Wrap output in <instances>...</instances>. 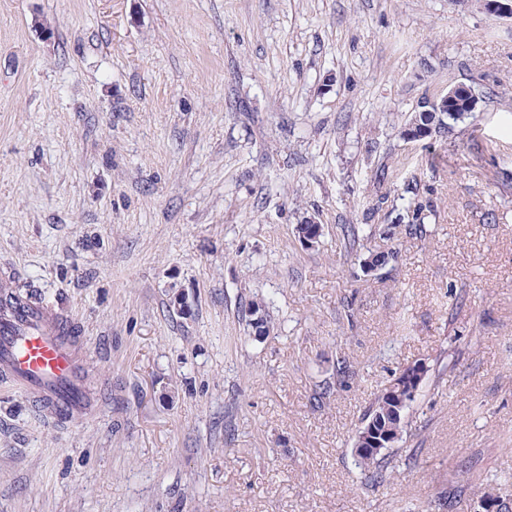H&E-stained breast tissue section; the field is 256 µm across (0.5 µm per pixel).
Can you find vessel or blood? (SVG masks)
<instances>
[{
  "mask_svg": "<svg viewBox=\"0 0 512 512\" xmlns=\"http://www.w3.org/2000/svg\"><path fill=\"white\" fill-rule=\"evenodd\" d=\"M0 381L29 398L48 424L88 416L77 325L63 306L0 294Z\"/></svg>",
  "mask_w": 512,
  "mask_h": 512,
  "instance_id": "vessel-or-blood-1",
  "label": "vessel or blood"
}]
</instances>
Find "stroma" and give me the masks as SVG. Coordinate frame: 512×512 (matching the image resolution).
Instances as JSON below:
<instances>
[{
    "label": "stroma",
    "mask_w": 512,
    "mask_h": 512,
    "mask_svg": "<svg viewBox=\"0 0 512 512\" xmlns=\"http://www.w3.org/2000/svg\"><path fill=\"white\" fill-rule=\"evenodd\" d=\"M458 86L477 112L409 139L422 99ZM409 201L423 236L399 224ZM344 224L396 262L364 274ZM29 286L76 320L94 416L44 426L0 384V512L512 497V18L485 0H0V288ZM338 353L354 374L315 402ZM420 358L442 379L416 465L365 486L352 436ZM266 315V303L264 301H251L245 317H248L246 320L247 326L251 328L250 334L253 335L255 341L262 342L269 334Z\"/></svg>",
    "instance_id": "obj_1"
}]
</instances>
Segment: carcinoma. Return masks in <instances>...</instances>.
Listing matches in <instances>:
<instances>
[{
    "instance_id": "cac0c4a2",
    "label": "carcinoma",
    "mask_w": 512,
    "mask_h": 512,
    "mask_svg": "<svg viewBox=\"0 0 512 512\" xmlns=\"http://www.w3.org/2000/svg\"><path fill=\"white\" fill-rule=\"evenodd\" d=\"M478 101L471 90L456 88V95L437 112L425 101L413 115L419 127L431 129L436 135L448 133L454 124L468 118V113L477 109ZM395 258L393 251L367 250L360 259L366 273L382 270ZM247 326L253 339L261 342L269 334L266 318V303L253 300L246 310ZM438 378V370L425 359L407 364L379 391L374 401L364 412L360 425L352 438L351 454L354 463L371 485L386 480L391 454L406 443L410 418L416 410L423 386Z\"/></svg>"
}]
</instances>
